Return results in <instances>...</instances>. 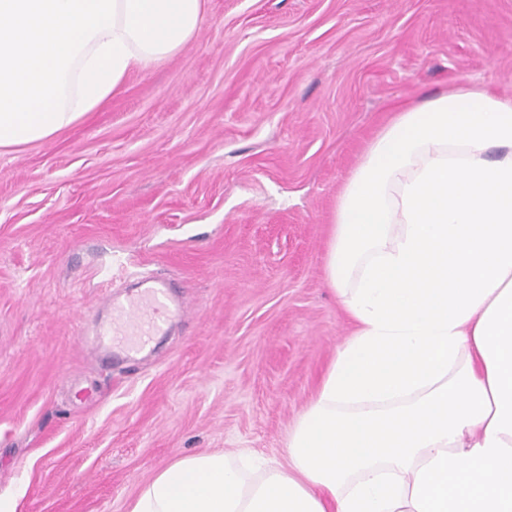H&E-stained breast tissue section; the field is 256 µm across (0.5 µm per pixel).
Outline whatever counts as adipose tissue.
I'll return each mask as SVG.
<instances>
[{"label":"adipose tissue","instance_id":"adipose-tissue-1","mask_svg":"<svg viewBox=\"0 0 512 512\" xmlns=\"http://www.w3.org/2000/svg\"><path fill=\"white\" fill-rule=\"evenodd\" d=\"M204 21L205 0H0V147L95 111ZM325 273L356 329L287 466L186 455L130 512H512V97L397 109L337 194Z\"/></svg>","mask_w":512,"mask_h":512}]
</instances>
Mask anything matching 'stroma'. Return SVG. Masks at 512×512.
<instances>
[{"label":"stroma","mask_w":512,"mask_h":512,"mask_svg":"<svg viewBox=\"0 0 512 512\" xmlns=\"http://www.w3.org/2000/svg\"><path fill=\"white\" fill-rule=\"evenodd\" d=\"M512 96V0H207L197 36L49 139L0 149V495L129 512L176 459L288 433L353 330L336 196L400 106ZM183 306L149 354L91 343L111 296Z\"/></svg>","instance_id":"1"}]
</instances>
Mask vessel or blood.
<instances>
[{"label": "vessel or blood", "mask_w": 512, "mask_h": 512, "mask_svg": "<svg viewBox=\"0 0 512 512\" xmlns=\"http://www.w3.org/2000/svg\"><path fill=\"white\" fill-rule=\"evenodd\" d=\"M110 317L103 323L98 345L126 356L148 351L154 337L162 335L175 307L166 283L157 282L136 296L110 302Z\"/></svg>", "instance_id": "vessel-or-blood-1"}]
</instances>
